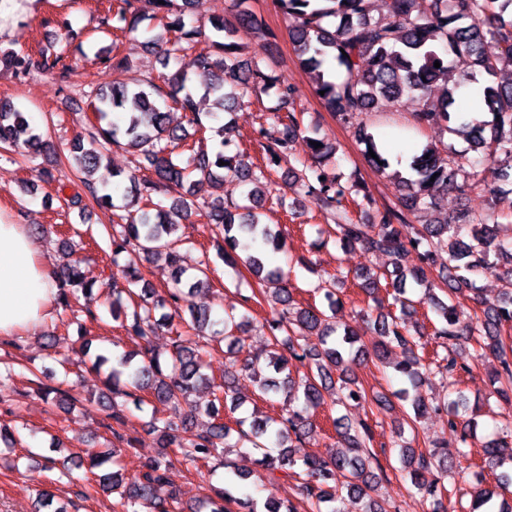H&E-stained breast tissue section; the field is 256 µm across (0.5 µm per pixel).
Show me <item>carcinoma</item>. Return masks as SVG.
Segmentation results:
<instances>
[{
    "instance_id": "carcinoma-1",
    "label": "carcinoma",
    "mask_w": 512,
    "mask_h": 512,
    "mask_svg": "<svg viewBox=\"0 0 512 512\" xmlns=\"http://www.w3.org/2000/svg\"><path fill=\"white\" fill-rule=\"evenodd\" d=\"M288 22V36L295 56L303 70L312 75L315 93L324 106L341 122L354 129L358 144L364 146V156L383 173L391 167V157L379 148L374 135L362 122V115L374 111L382 102L398 104L406 96L419 99L414 112L419 127L441 125L449 134L463 138L470 150L482 154L479 164H472L451 151L443 152L426 145L413 156L406 173L396 172L394 187L398 206L377 211L370 224L353 221L344 202L351 195H362L366 210L376 207V200L361 192L357 181L343 180L339 173L326 171V164L336 157V143L319 130L304 126V112L297 109L294 92L282 77L263 70L259 65L249 68L240 60V44L235 41L237 30L248 27L260 29L255 15L247 7L248 0H231L234 21L212 17V34L194 25L201 12L202 0H120L112 14L102 18L105 29L136 33L146 19V10L159 20L170 37L160 34L151 42L168 62L179 59L206 43L210 50L197 53L193 66L211 76L204 97L216 108L231 112L245 105V100L275 90L274 105L266 108L269 118L283 126L282 135L261 144L267 160L276 162L292 153L294 143L302 140L311 154L312 163L305 164L294 175V192L308 198L320 211L335 221V239L341 248L358 246L372 254H385L392 260V269L377 274L371 271L362 276L360 288L374 306L365 311L366 318L379 337L372 351H367L362 336L348 326L338 324L343 305L338 286L347 275L340 269L320 279L317 291L323 293L324 306L294 304L288 288L289 271L271 266L259 253L241 256L237 249L242 239L260 240L277 251L286 250L280 231L264 222L266 204L286 208V196L274 195L268 187L265 170L250 161L228 135V126L215 131L212 152L204 150L179 158L175 143L183 140L177 129L168 127V102L191 113L189 122L198 129L205 126L197 109L195 92L189 73L182 67L159 75L162 85L149 77L138 83H128L124 73L132 68L126 58L112 57L113 80L107 89L90 92L91 108L97 124L89 135V145L77 147L74 155L80 189L63 197L69 208L84 212L91 206L112 205L111 189L98 185L93 179L106 146H127L137 152L138 168L149 171L134 186L136 201L142 207L125 224H112L97 230L112 249V262L126 255L125 264L111 272L112 283L121 277L125 288H112V319L120 322L125 334L142 343L136 353H124L114 359L104 354L95 357L101 367L112 363L106 377L109 393L102 394L105 410L114 425L110 426L112 447L87 448L83 451L90 468L105 463L112 470L99 476L105 493L120 498L122 512H170L167 504L157 500L156 486L163 482L166 472L179 462L193 466L203 461L219 459L228 448L245 449L243 465L228 460L224 467L232 469L235 477L246 481L257 479L263 472L282 470L296 482L297 493L305 499L308 512H342L336 503L348 496L363 502L360 512H387L384 504L370 495L376 476L371 471L378 455L372 450V436L364 421L349 422L340 417L334 420L343 450L324 459L315 455L297 462L290 448L300 447L314 432L312 417L325 404V396L338 395L342 405L365 406L368 394L356 377L341 379L336 385L337 371L347 372L351 364L363 362L368 354L380 363L390 365L407 378L414 393L407 389L395 392L403 401H410L414 416L405 423L414 426L429 409L446 413L451 431L461 430L460 440L476 433L478 414L468 413L467 399L455 388L458 370L471 371L467 365L458 366L456 354L464 344L478 346L474 361H494L488 375L489 395L496 404L512 405V341L502 336L504 325L512 323V225L499 221L497 204L512 194L496 184L505 168H512V81L498 76L512 70V0H383L386 20L370 15V0H275ZM494 50L486 49V42ZM67 49L49 54L41 52L35 60L27 54L0 51V69L11 72L21 80L31 70L63 77L69 65ZM440 67H434V63ZM346 72L347 78L336 80L334 69ZM454 77L453 87L440 97L432 96V87L440 80ZM467 84L479 86L483 106L462 120L456 92ZM322 147H314V143ZM48 142L10 98H0V157L14 161L20 155L32 161L45 151ZM375 157H370L369 152ZM225 165H219V161ZM435 181H430V178ZM238 182L243 187L239 202L200 200L206 188L224 181ZM188 187L189 197H179L166 203L159 194L173 187ZM484 186L491 195L488 210L479 215H461L443 224H414L413 219L423 209H448V191L464 195ZM206 209L211 237L224 243V261L232 266L243 263L256 278L258 288L243 302L264 301L272 312L268 322L269 342L264 353V365L247 362L241 368L258 391V398L280 401L279 417H253L249 429L245 420H235L230 426L219 416L217 404H229L235 413L242 403L234 396L235 376L224 377L218 384L207 376L206 358L211 351H233L236 333L248 326L246 315L224 312V329L212 331L215 321L207 308L189 303V297L200 287L210 286L207 269L194 268L195 282L181 288L186 269L180 265L179 247L183 235L179 229L189 222L199 209ZM418 254L419 264L406 271L400 261L410 251ZM66 262L57 270L58 299L64 310L96 317L94 283L85 280L81 270L84 261L79 249L63 241ZM447 260L437 266L438 256ZM165 256L172 270V285L165 295L155 296L134 287L144 280L139 265L141 258ZM498 273L508 288L504 289L501 304L482 311V316L467 317L453 300L443 301L433 294L435 278L439 277L453 295L466 286L475 290L476 280L487 273ZM392 288L393 305L399 314L391 312L372 315L382 307L376 296L380 280ZM422 290L415 300L408 287ZM429 303L440 322L434 339L445 354H435L431 364L420 355L425 344L416 339L409 328L408 316L416 305ZM164 310L161 315L156 311ZM189 312L190 322L199 336L206 339L198 349L182 344L175 334L172 350L163 355L152 348V338L162 328L172 331L177 322L184 321ZM308 367L304 376L296 379L289 371L291 361ZM437 377L448 386L443 401L431 405L420 392L422 383ZM205 384L214 402L201 407L191 399L197 386ZM38 393L45 401L71 404L75 397L68 390L37 382ZM150 394L174 410L185 409L175 418H157L149 427L159 436L160 455L148 460L142 469L128 477L120 464L122 453L132 446L124 428L126 416L115 410L113 397L122 396L141 408ZM206 414L212 419L207 427L197 430L194 418ZM404 427H399L397 441L399 460L411 486L416 489L420 503L429 505L430 512H446L442 495L443 481L453 467L452 454L445 447L417 450L403 440ZM486 465L490 471L512 468V422H503L497 435L485 445ZM435 478L428 480L424 473ZM497 490L480 487L474 491V505L482 507L494 502L499 491L512 485V472L496 475ZM240 503L230 486L214 490L195 508V512H233L231 505Z\"/></svg>"
}]
</instances>
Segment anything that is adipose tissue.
Listing matches in <instances>:
<instances>
[{"label": "adipose tissue", "instance_id": "1", "mask_svg": "<svg viewBox=\"0 0 512 512\" xmlns=\"http://www.w3.org/2000/svg\"><path fill=\"white\" fill-rule=\"evenodd\" d=\"M27 227L0 220V336L32 334L50 315L57 280Z\"/></svg>", "mask_w": 512, "mask_h": 512}]
</instances>
